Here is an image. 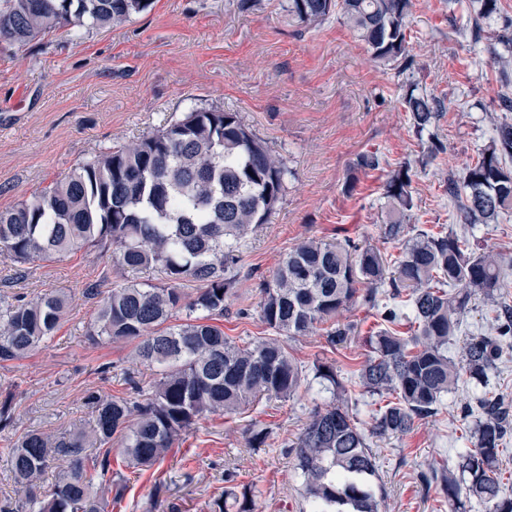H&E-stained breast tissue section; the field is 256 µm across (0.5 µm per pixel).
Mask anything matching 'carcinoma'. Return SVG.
Returning a JSON list of instances; mask_svg holds the SVG:
<instances>
[{
    "mask_svg": "<svg viewBox=\"0 0 512 512\" xmlns=\"http://www.w3.org/2000/svg\"><path fill=\"white\" fill-rule=\"evenodd\" d=\"M471 26L481 39L482 21L500 13L501 0H477ZM150 0H0V41L23 47L46 34L65 30L80 36L110 28L147 9ZM413 0H289L288 12L302 23H321L340 10L372 60L407 67L411 62L407 18ZM416 133L435 123L442 106L410 90L403 98ZM492 140L448 182L459 199L462 221L488 224L512 209V123L496 126ZM381 156L363 152L343 191L358 188L356 172L376 170ZM288 169L236 112L196 108L155 133L101 151L51 186L34 191L17 205L0 210V255L19 262L46 259L90 247L112 253L113 262L131 270L154 269L162 285L135 280L112 290L88 335L109 342L135 341L140 363L154 378L143 386L128 379L131 395L90 392L95 413L88 429L67 439L30 431L7 449L14 481L25 493L15 512H104L112 441L120 442L129 467L150 468L164 459L180 437L206 414L235 415L268 397L290 400L313 382L332 399L309 412L292 446L302 478V495L311 512H380L382 486H374L375 464L368 438L410 432L435 413L441 397L455 389L460 372L482 381L512 335V307L497 308L491 334L468 338L463 363L448 357V340L474 296L497 302L505 287L504 257L476 248L453 231H419L402 249L395 269L371 244L351 238L325 243L305 237L276 271L261 283L259 316L270 335L239 344L215 321L236 293L239 241L264 224L282 199ZM408 166L385 182L387 222L381 237L396 241L407 233L413 208ZM197 284L186 296L182 285ZM450 290H445V287ZM404 299L410 315L380 313L385 327L367 338L370 354L359 369V385L373 395L396 394L374 416L369 430L350 410V390L335 364L317 360L306 369L288 341L330 324L327 345L336 350L355 335V326L338 317L349 308L379 306L380 289ZM67 298L63 294L0 300V363L20 360L50 339ZM411 334L395 329L401 321ZM481 417L470 433L473 447L458 453L459 475L431 479L454 512L461 496L488 512H512V498L500 495L499 461L512 408L504 396L479 398ZM69 461L49 493L33 494L42 483L51 455ZM122 495L123 478L111 482ZM237 512H255L249 487L224 493Z\"/></svg>",
    "mask_w": 512,
    "mask_h": 512,
    "instance_id": "1",
    "label": "carcinoma"
}]
</instances>
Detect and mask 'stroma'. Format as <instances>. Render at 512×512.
<instances>
[{
  "mask_svg": "<svg viewBox=\"0 0 512 512\" xmlns=\"http://www.w3.org/2000/svg\"><path fill=\"white\" fill-rule=\"evenodd\" d=\"M476 0H414L408 18L413 63L401 70L373 62L363 42L332 14L305 25L288 14V0H151L125 23L79 37L63 32L18 48L0 43V210L51 185L77 163L105 149L150 134L194 108L239 113L243 122L288 167L286 191L268 223L240 243L238 290L219 325L245 342L266 335L259 318V285L301 238L332 243L349 237L395 258L401 242L380 236L387 211L389 171L410 165L414 207L406 221L418 229H452L512 262V211L492 224H464L448 195L489 145L501 120L499 100L512 97V64L501 66L497 22L480 42L469 27ZM441 100L439 119L416 135L402 104L407 91ZM443 153L431 155L432 143ZM383 158L381 170L358 176V190L343 184L356 156ZM124 279L161 283L155 271L123 270L111 257L80 248L63 256L19 263L0 255V299L59 291L69 298L51 340L23 359L0 363V399L13 393V427L0 430V500L16 498L6 452L19 436L40 431L62 436L89 426L87 392L126 396L128 373L141 382L149 367L134 357V343L92 340L87 329L112 288ZM496 313L473 298L448 344L460 358L467 337L490 333ZM357 334L333 350L323 332L290 342L304 365L336 362L343 374L369 354L366 338L379 327L376 311L354 306L343 315ZM487 384L462 376L437 411L401 436L370 439L386 498L383 512H449L440 487L425 474L455 468L479 417L477 399L491 389L512 404V336ZM325 395L262 400L235 416L207 415L160 464L138 471L119 450L111 470L123 476L121 497L107 495L106 512H211L232 487L250 486L258 512H309L291 447L314 405ZM270 429L252 448L253 424Z\"/></svg>",
  "mask_w": 512,
  "mask_h": 512,
  "instance_id": "stroma-1",
  "label": "stroma"
}]
</instances>
